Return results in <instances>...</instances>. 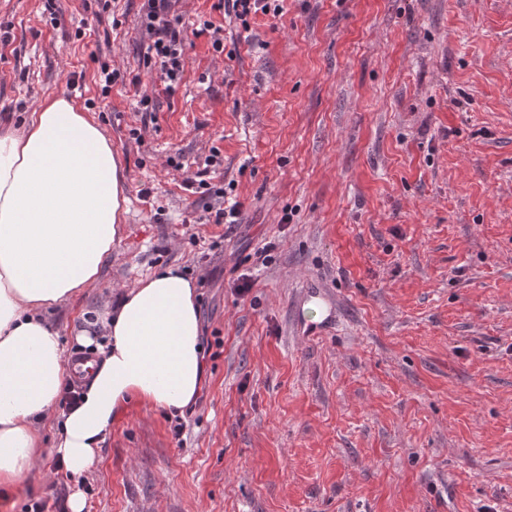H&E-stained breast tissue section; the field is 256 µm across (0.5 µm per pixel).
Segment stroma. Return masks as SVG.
I'll return each instance as SVG.
<instances>
[{
	"label": "stroma",
	"mask_w": 512,
	"mask_h": 512,
	"mask_svg": "<svg viewBox=\"0 0 512 512\" xmlns=\"http://www.w3.org/2000/svg\"><path fill=\"white\" fill-rule=\"evenodd\" d=\"M217 3L180 0L168 95L141 0H58L54 23L0 0V120L71 98L128 198L98 286L47 313L66 356L172 264L196 282L206 366L183 411L130 402L83 477L44 454L6 512L76 489L83 512H512V0H284L246 31ZM104 62L122 75L106 95ZM214 147L229 228L182 187ZM238 214L237 202L223 208L207 203L204 206V214L201 215L198 220L200 221L199 223L202 224H229L227 225V228H229L232 226L231 224H236Z\"/></svg>",
	"instance_id": "1"
}]
</instances>
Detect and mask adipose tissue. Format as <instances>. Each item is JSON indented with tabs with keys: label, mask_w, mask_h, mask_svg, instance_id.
I'll return each instance as SVG.
<instances>
[{
	"label": "adipose tissue",
	"mask_w": 512,
	"mask_h": 512,
	"mask_svg": "<svg viewBox=\"0 0 512 512\" xmlns=\"http://www.w3.org/2000/svg\"><path fill=\"white\" fill-rule=\"evenodd\" d=\"M127 197L120 162L87 112L46 100L17 129L0 131V499H8L43 448L78 477L124 407L169 412L197 397L205 374L196 285L170 266L127 288L97 337L84 375L65 357L46 310L97 285L119 240ZM80 398L65 407L71 383ZM55 421L53 445L44 424Z\"/></svg>",
	"instance_id": "1"
}]
</instances>
